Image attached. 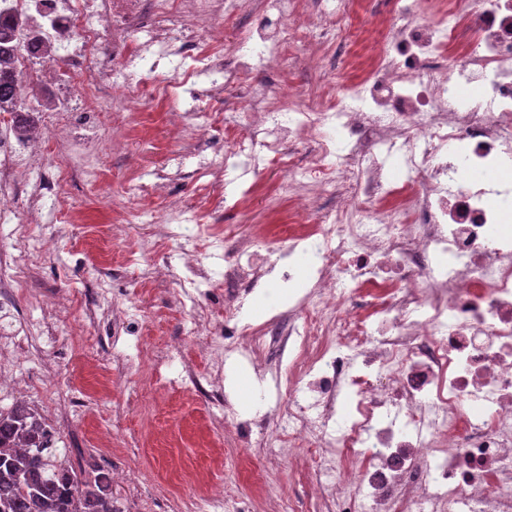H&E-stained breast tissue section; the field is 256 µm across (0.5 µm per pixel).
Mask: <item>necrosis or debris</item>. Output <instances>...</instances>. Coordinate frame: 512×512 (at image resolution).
Listing matches in <instances>:
<instances>
[{
    "instance_id": "obj_1",
    "label": "necrosis or debris",
    "mask_w": 512,
    "mask_h": 512,
    "mask_svg": "<svg viewBox=\"0 0 512 512\" xmlns=\"http://www.w3.org/2000/svg\"><path fill=\"white\" fill-rule=\"evenodd\" d=\"M419 14L396 7L385 36L363 37L375 58L360 79L356 106L335 96L299 100L282 79L284 50L302 40L343 52L351 0H271L278 27L245 38L248 54H223L224 21L253 12L255 0H0L15 23L20 81L51 70L58 96L80 86L85 99L45 113L38 131H64L75 153L52 183L32 176L37 152L17 136L16 104H0V223H13L18 197L56 213L69 173L103 187L99 115L106 96L127 115L164 91L167 125L202 140L217 115L229 148L186 172L200 202L241 201L228 170L280 172L281 196L309 223L284 224L276 255L236 224H202L173 196L151 212L176 241L180 268L151 265L146 278L180 281L196 342L215 358L263 352L280 337L303 365L284 381L274 426L310 451L314 489L336 512H512V186L499 174L512 158V0H432ZM238 110L224 97L243 76ZM484 89L460 100L461 84ZM314 136L315 156L299 161L293 143ZM397 156L405 177L386 175ZM339 195L335 210L316 201ZM234 264L236 288L264 285L268 272L309 275L288 308L261 325L225 332L204 315L195 272L200 243ZM146 380L185 366L173 342L132 357Z\"/></svg>"
}]
</instances>
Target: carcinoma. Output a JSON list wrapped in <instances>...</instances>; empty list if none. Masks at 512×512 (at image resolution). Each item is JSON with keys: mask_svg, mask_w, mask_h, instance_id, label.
<instances>
[{"mask_svg": "<svg viewBox=\"0 0 512 512\" xmlns=\"http://www.w3.org/2000/svg\"><path fill=\"white\" fill-rule=\"evenodd\" d=\"M11 27L0 28V100L13 95ZM44 423L23 405L0 409V512H118L109 473L81 478L52 452Z\"/></svg>", "mask_w": 512, "mask_h": 512, "instance_id": "obj_1", "label": "carcinoma"}]
</instances>
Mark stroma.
<instances>
[{"label": "stroma", "mask_w": 512, "mask_h": 512, "mask_svg": "<svg viewBox=\"0 0 512 512\" xmlns=\"http://www.w3.org/2000/svg\"><path fill=\"white\" fill-rule=\"evenodd\" d=\"M123 119L104 123L105 134L99 149L112 159L110 182L104 192L73 185L59 217L20 211L23 232L37 237L57 220H65L66 235L59 249L32 266L29 288L20 301L37 325L27 341L39 376L18 394L0 395V409L22 404L35 410L54 434L58 458L75 468L104 466L111 461L129 465L124 483L113 486L112 495L120 512H200L203 498L213 480L235 506V512H266L264 485L280 486L295 512H332L327 503H312L311 474L301 455L279 448L276 455L266 449L243 446L238 434L226 432L212 422L203 393L190 388L158 387V398L147 410L134 408L139 378L126 363L139 347L185 341L188 364L207 372L209 361L199 355L187 338L191 324L182 308L181 288L170 280H146L143 265L149 261L180 265L177 245L157 235L152 226L133 222V205L123 187L149 164L166 165L178 156L184 167H194L201 156L224 145L223 138L182 141L164 133L162 98L150 101L141 113L133 135L135 145L119 155H111V128L122 127ZM246 213L224 210L212 204L201 209L204 224H240L250 221L264 232L269 225L287 224L293 210L280 197L275 178L259 180L246 202ZM144 247L143 260L127 263L125 253L131 243ZM112 256L110 282L113 303L134 300L144 290L150 306L140 321L130 322L120 331L118 342L96 334L94 323L110 319L107 306L88 316L86 302L98 286L94 258L101 250ZM278 279L268 276L264 287L239 293L234 306L239 317L261 322L272 314ZM63 293L67 305L48 311L36 303L38 295ZM267 364L257 369L247 352L234 354L223 366L221 387L224 396L243 420H259L270 415L275 401L274 374H285L288 357L278 349L266 352ZM67 390L70 399L89 405L88 417L58 415L57 393Z\"/></svg>", "instance_id": "stroma-1"}]
</instances>
